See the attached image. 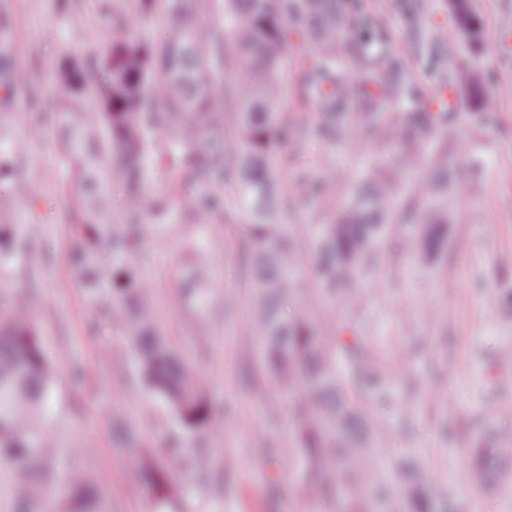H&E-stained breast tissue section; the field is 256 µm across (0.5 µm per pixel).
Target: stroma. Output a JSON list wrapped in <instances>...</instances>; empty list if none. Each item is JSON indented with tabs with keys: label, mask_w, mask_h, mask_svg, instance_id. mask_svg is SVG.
I'll return each mask as SVG.
<instances>
[{
	"label": "stroma",
	"mask_w": 512,
	"mask_h": 512,
	"mask_svg": "<svg viewBox=\"0 0 512 512\" xmlns=\"http://www.w3.org/2000/svg\"><path fill=\"white\" fill-rule=\"evenodd\" d=\"M0 0L12 20L14 63L28 84L13 109L0 114V133L22 145L19 179L0 187V215L34 224L29 268L0 279V299L30 309L58 373L53 410L60 414L64 463L79 465L98 480L109 512H150L136 480L137 463L116 448L112 416L136 423L154 449L167 447L173 420L156 400L131 390L135 357L104 319L86 306L70 276V199L76 184L64 160L51 114L58 108L55 74L68 57L105 59L113 14L124 15L138 33L160 40L162 16H140L132 0ZM478 41L458 30L448 0H342L346 50L363 35L390 58L389 76L399 93L388 109L422 112L449 69H471L474 88L457 87L460 106L448 143L455 170L448 184V261L432 266L385 247L379 273L359 309L360 328L374 341L378 367L388 383L376 399L393 451L427 457L443 498L453 512H512V488L487 491L472 478L471 454L482 422L496 401H512V361L498 349L512 341V52L503 27L512 24V0H472ZM497 99L485 108L483 95ZM282 107L302 135L279 145L275 161L291 205L283 213L300 231L329 224L341 199L371 169L380 168L382 147H397L396 127L362 133L354 146L323 138L322 110L295 64L284 73ZM44 116L40 138L27 136L30 121ZM159 134L148 187L155 196L171 191L178 154ZM335 184V197L322 201L321 179ZM235 187H224V213L213 232L219 245L205 247L203 262L217 276L211 314L204 319L176 304V273L184 261L183 229L148 235V274L156 284L158 312L166 335L192 346L223 402L224 433L208 440L215 471L229 486L213 497L177 458L166 464L185 497L184 512H308L306 473L293 442L288 405L263 390L258 359L244 323L250 317L248 291L239 274V241L248 222L235 205Z\"/></svg>",
	"instance_id": "stroma-1"
}]
</instances>
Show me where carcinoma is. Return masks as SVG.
<instances>
[{
    "label": "carcinoma",
    "instance_id": "obj_1",
    "mask_svg": "<svg viewBox=\"0 0 512 512\" xmlns=\"http://www.w3.org/2000/svg\"><path fill=\"white\" fill-rule=\"evenodd\" d=\"M307 16L311 51L298 64L329 120L360 84L378 86L363 93L362 118L382 110L397 96L387 80L388 60L356 51L338 64L342 18L338 0H210L209 11L224 14L217 29L189 18L196 0H133L148 16L158 10L169 18L155 44L132 32L125 17L112 18V68L100 69L96 85L86 71L98 67L88 59H66L58 68L56 92L62 150L75 182L84 187L74 206L71 225L76 247L73 278L85 303L127 337L137 358L133 385L159 401L175 425L168 451L184 458L197 473L210 477L213 495L224 492V477L211 474L205 441L223 434L224 407L211 400L208 380L163 334L156 320L155 285L140 268L145 254L148 213L162 215L169 201L149 195L148 164L156 137L177 133L171 150L180 153L184 176L196 187L186 228L190 252L198 248L197 232L213 227L224 212V180L236 184L237 206L248 216L240 246L241 265L250 288L254 318L248 332L259 339V363L266 380L288 400L296 447L308 470V487L316 502L334 503L339 512H435L428 499L437 485L430 461L420 458L379 462L382 436L367 392L383 384L373 365L368 337L356 334L354 321L326 315L318 321L288 311L304 291L297 274V233L282 224L285 205L278 175L269 156L288 135L278 103L279 78L293 47V2ZM461 33L477 37L470 0H450ZM9 20L0 13V107H8L27 73L12 66ZM95 97L97 105L86 100ZM237 116L240 133L224 134V113ZM388 124L403 132L402 148L390 149L388 177L374 172L352 192L345 209L331 224L309 238L307 252L317 269L321 295L333 299L347 290L357 309L372 279L387 239L426 262L448 253V134L445 116L429 112H391ZM424 127L436 140L431 181H405L402 152L419 147L415 129ZM361 127L346 121L334 136L356 143ZM20 147L0 152V183L19 178L14 164ZM122 191L128 220L110 219L108 192ZM412 190L407 223L394 224L390 208L399 192ZM38 229L34 225L0 224V277L28 267ZM177 299L200 316L209 311L212 289L207 269L188 263L178 277ZM57 372L25 305L11 306L0 321V460L12 466L15 488L12 512H107L98 480L81 468L58 479L61 461L52 434L54 414L45 410L56 395ZM115 445L138 463V483L150 495L153 512H181L177 490L164 460L147 449L135 428L112 420ZM476 454L493 461L490 470L474 471L476 482L495 488L512 482V431L489 430L475 445Z\"/></svg>",
    "mask_w": 512,
    "mask_h": 512
}]
</instances>
